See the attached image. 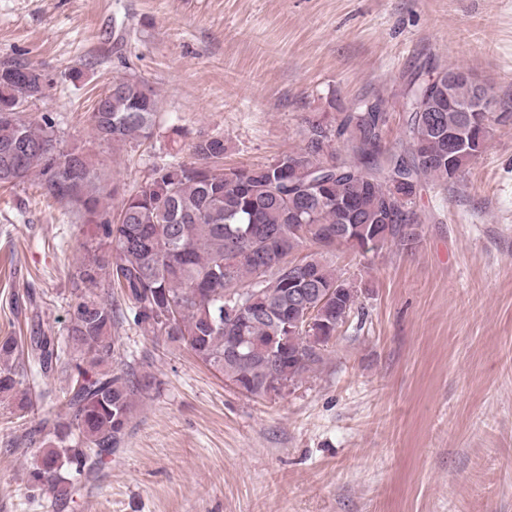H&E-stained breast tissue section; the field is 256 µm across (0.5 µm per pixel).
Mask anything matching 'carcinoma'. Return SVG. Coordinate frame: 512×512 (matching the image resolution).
<instances>
[{"label":"carcinoma","mask_w":512,"mask_h":512,"mask_svg":"<svg viewBox=\"0 0 512 512\" xmlns=\"http://www.w3.org/2000/svg\"><path fill=\"white\" fill-rule=\"evenodd\" d=\"M455 71L428 60L408 74L407 138L395 146L384 142L386 100L373 95L332 125L309 121L302 148L261 166L226 173L218 168L224 139H199L193 162L155 166L114 211L117 188L102 183L84 150L61 145L53 117H23L26 102L48 97L50 81L24 59L0 61V108L10 109L0 112V171L5 152L15 160L0 183L34 178L43 196L96 229L82 244L66 335L38 324L21 340H0L1 394L22 385L28 363L66 381L58 412L16 438L43 448L26 473L31 490L53 506L73 500L79 479L125 444L137 403L155 385L132 366H112L120 356L112 326L125 317L114 287L143 333L187 346L250 396L270 397L313 370L359 298L329 260L355 250L351 228H363L372 253L419 243L417 196L458 179L448 170V133L464 110L477 108L486 121H474L460 172L487 151L493 125L512 117L496 113L491 97L478 103L479 82ZM110 87L91 113L96 138H152L156 91L128 74Z\"/></svg>","instance_id":"carcinoma-1"}]
</instances>
